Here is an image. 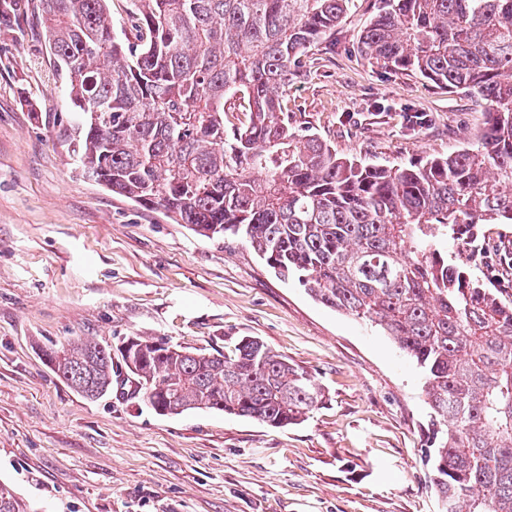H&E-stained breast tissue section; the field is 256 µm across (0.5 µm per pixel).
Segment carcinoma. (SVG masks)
<instances>
[{
    "label": "carcinoma",
    "mask_w": 512,
    "mask_h": 512,
    "mask_svg": "<svg viewBox=\"0 0 512 512\" xmlns=\"http://www.w3.org/2000/svg\"><path fill=\"white\" fill-rule=\"evenodd\" d=\"M355 0H109L36 8L76 112L64 127L84 173L207 239L242 237L321 304L368 321L424 374L432 484L442 512H512V297L458 251L484 224H512V0H371L360 55L484 105L473 142L384 165L295 138L279 92ZM45 351L88 399L126 397L162 415L209 410L272 427L326 401L313 375L260 340L229 351L162 339ZM0 512H33L0 483Z\"/></svg>",
    "instance_id": "carcinoma-1"
}]
</instances>
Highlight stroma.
Here are the masks:
<instances>
[{"label":"stroma","mask_w":512,"mask_h":512,"mask_svg":"<svg viewBox=\"0 0 512 512\" xmlns=\"http://www.w3.org/2000/svg\"><path fill=\"white\" fill-rule=\"evenodd\" d=\"M366 22L365 7L348 13L289 85L295 134L382 164L472 137L470 99L359 57ZM70 109L37 14L0 21V482L36 512H439L416 362L276 277L244 239L198 236L85 178L64 132L35 118ZM413 112L429 119L417 131ZM469 257L500 282L512 232L485 225ZM79 336L208 349L256 337L328 399L281 428L89 400L44 356Z\"/></svg>","instance_id":"1"}]
</instances>
